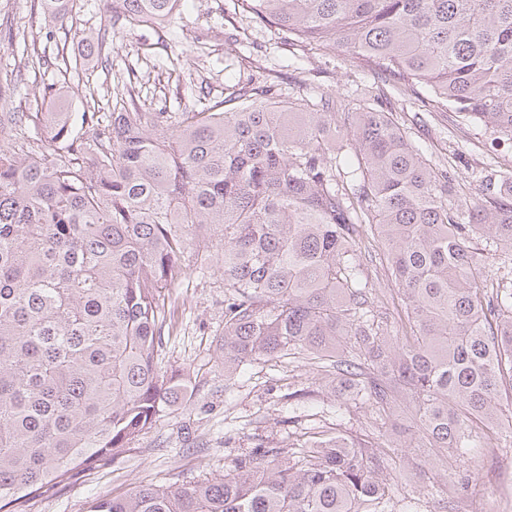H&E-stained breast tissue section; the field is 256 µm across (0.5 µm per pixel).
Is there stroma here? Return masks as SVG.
Returning <instances> with one entry per match:
<instances>
[{"label":"stroma","instance_id":"1","mask_svg":"<svg viewBox=\"0 0 512 512\" xmlns=\"http://www.w3.org/2000/svg\"><path fill=\"white\" fill-rule=\"evenodd\" d=\"M107 9L103 0H74L55 24H48L30 0H0V72L21 78L0 112L32 102L50 110L54 94L68 84L70 109L83 112L89 98L111 111L117 94L131 92L147 112H178L229 95L234 86L271 85L290 96L296 91L319 98L344 97L350 111L363 108L364 85L372 77L358 70L339 48L311 50L285 46L243 7L242 0H186L179 15L160 27L139 26L112 34V64L87 58L79 72L62 76L55 68L29 67L25 44L47 54L65 49L82 53L86 37L96 34ZM383 108L437 165H453L462 195L479 192L485 177L512 153L496 146L485 126L434 108L425 90L384 88ZM384 245L368 236L362 244L363 272L377 295L376 311L391 329L406 322V310L386 263L377 261ZM173 314L161 338L163 370L189 377L192 387L180 405L114 459L80 467L55 492L34 498L29 512H86L100 495H121L141 485L201 479L220 480L231 459L256 444L285 447L319 430H344L395 439L393 420L407 422L404 407L381 419L368 405L336 399L319 371L301 358L278 364L256 361L233 376L224 374V282L218 264L194 268L172 291ZM453 471L473 475L471 495L483 512H499L512 487V436L491 442L477 438Z\"/></svg>","mask_w":512,"mask_h":512}]
</instances>
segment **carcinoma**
I'll return each instance as SVG.
<instances>
[{"label":"carcinoma","mask_w":512,"mask_h":512,"mask_svg":"<svg viewBox=\"0 0 512 512\" xmlns=\"http://www.w3.org/2000/svg\"><path fill=\"white\" fill-rule=\"evenodd\" d=\"M283 43L336 46L383 82L426 88L462 120L512 145V0H249ZM182 0H122L117 26L171 18ZM78 71L83 60L41 55ZM381 87L346 112L354 156L336 139V99L303 104L264 86L180 112H1L0 512L79 467L113 458L184 398L159 367L169 289L191 275L188 234H217L224 280V373L290 355L378 411L400 399L406 437L436 450L430 478L448 512L471 475L443 457L476 428L512 431V289L488 290L474 240L512 256V176L462 196L456 172L426 160L389 113ZM43 129L46 139L30 135ZM384 241L409 331L374 315L364 226ZM406 444L342 429L299 453L257 448L224 479L141 485L87 512H393L406 499L394 465Z\"/></svg>","instance_id":"carcinoma-1"}]
</instances>
